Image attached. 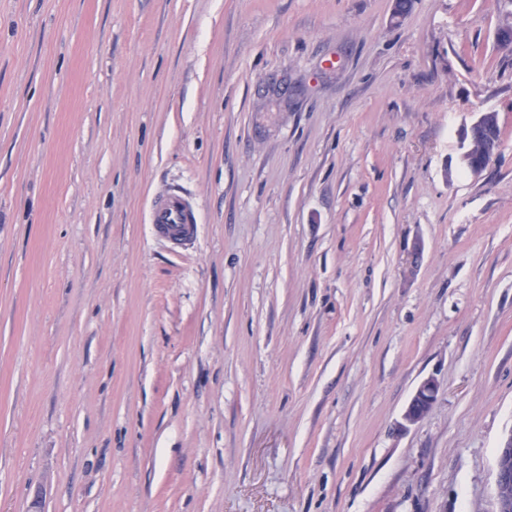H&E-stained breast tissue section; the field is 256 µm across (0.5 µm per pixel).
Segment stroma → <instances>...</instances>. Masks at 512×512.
<instances>
[{
  "label": "stroma",
  "instance_id": "stroma-1",
  "mask_svg": "<svg viewBox=\"0 0 512 512\" xmlns=\"http://www.w3.org/2000/svg\"><path fill=\"white\" fill-rule=\"evenodd\" d=\"M393 9L0 0V512H494L512 0ZM150 222L154 232L167 241L190 242L196 233L197 218L190 203L178 193L162 196L154 205ZM441 389L440 382L433 376L423 379L415 389L403 414L401 427L408 428L416 424L433 406Z\"/></svg>",
  "mask_w": 512,
  "mask_h": 512
}]
</instances>
